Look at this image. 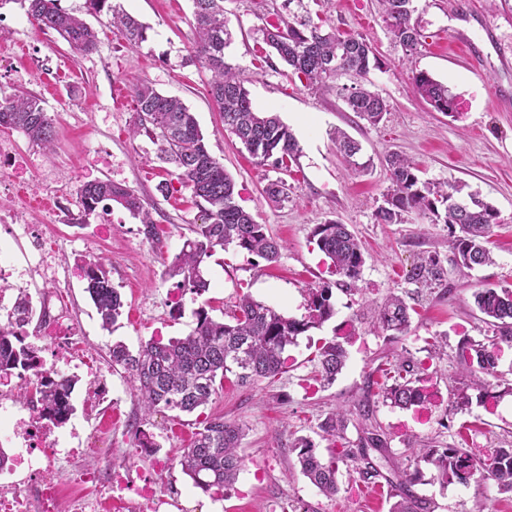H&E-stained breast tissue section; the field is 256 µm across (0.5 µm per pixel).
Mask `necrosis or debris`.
<instances>
[{
	"label": "necrosis or debris",
	"instance_id": "necrosis-or-debris-1",
	"mask_svg": "<svg viewBox=\"0 0 512 512\" xmlns=\"http://www.w3.org/2000/svg\"><path fill=\"white\" fill-rule=\"evenodd\" d=\"M25 258H17L10 247L0 245V318L13 320L17 317L20 300V283L17 271H24L27 278H40L48 284L49 297L55 303L44 325L46 335L56 337L54 348L56 362L47 366L43 356H35L32 372L53 368L64 374L86 364L88 350H80L74 344L80 331L76 328L65 301L54 287L59 280L56 251L51 248L50 232L41 228L26 229ZM58 417L36 405L18 406L8 395L0 396V446H11L15 439H22L25 452L11 451L0 468V512H55L62 497L55 478L60 451L52 437L57 429ZM35 470L32 482L15 481L17 472ZM81 479L101 487L98 497L75 498L67 503L68 512H161L169 501L165 490L156 478L144 477L141 484L128 485L124 475L115 470H86Z\"/></svg>",
	"mask_w": 512,
	"mask_h": 512
}]
</instances>
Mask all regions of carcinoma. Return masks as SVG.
<instances>
[{"mask_svg":"<svg viewBox=\"0 0 512 512\" xmlns=\"http://www.w3.org/2000/svg\"><path fill=\"white\" fill-rule=\"evenodd\" d=\"M26 14L42 29L53 30L74 50L88 53L97 44L96 32L82 19L60 6V0H21ZM197 37L193 52L210 72L209 91L224 120V130L234 135L243 147L263 166L287 167L300 153L299 143L279 115L257 111L250 93L239 77L237 68L226 62L224 48L230 32L224 19V0H192ZM415 0H381L382 19L395 43L407 51L419 44ZM319 0H285L288 15L275 13L267 23L265 39L274 55L291 73L312 85L345 75L363 78L377 61L373 47L363 38L345 36L326 29L320 14L311 5ZM88 9L111 16L112 24L121 28L132 45L147 39L148 26L125 12L114 0H87ZM415 92L436 111L450 117L457 113L458 96L447 85L420 71L413 75ZM349 110L371 125L380 123L388 112L387 102L379 94L357 85L344 96ZM135 121L131 134H146L158 147L160 158L174 167L181 186L189 189L201 212V223L191 228L193 238L168 265L165 275L176 278V288L195 296L209 288L205 263L216 248L230 246L254 254L268 263L281 257V245L235 199V183L214 158L195 116L176 97L166 96L150 84L133 87ZM0 127L24 135L30 142L51 149L55 141L54 123L41 100L31 93L14 94L0 101ZM336 142L348 167L361 172L369 161H358L362 147L342 131ZM390 187L376 212L382 224H398L405 213L432 216V222L448 225L449 247L456 265L467 269L492 262L489 248L499 213L478 194H462L461 184L425 180L414 161L399 154L385 158ZM265 193L273 202L288 198V184L279 179L269 182ZM117 203L138 218L145 237L157 239L156 224L149 207L128 187L110 180H92L80 189L77 211L67 210V223L84 224L99 205ZM318 249L330 261L336 274L355 284L365 263L360 240L339 222L319 224L312 233ZM83 280L101 320L110 330L122 315L124 303L112 285L106 265L98 259H81ZM444 274L440 259L430 256L416 267L415 283L439 281ZM474 304L490 326L493 343H512V290L481 288L473 294ZM330 286L308 289L307 315L291 318L280 310L248 294L239 297L228 319H216L207 306L194 310L195 327L186 336L165 340L152 338L137 352L116 342L109 349L112 364L128 373L138 408L143 415L161 411L192 414L206 407L217 394V381L227 374L240 385H252L263 379L288 372V347L298 345V338L322 326L334 315ZM414 308L395 292L385 299L374 314V323L386 336H406ZM348 337L334 336L316 346L313 358L317 381L330 385L336 380L347 359ZM35 347L15 333L11 322L0 319V374L16 373L22 381L17 397L26 403L53 409L60 394L73 387L70 379H43L26 375ZM457 358L471 384L486 392L490 379L498 377V361L483 343L462 341ZM424 372H415L412 358L403 359L394 368L393 383L382 388L383 401L393 407L410 409L428 403L432 393L423 384ZM348 427L347 413L338 409L320 424L325 437L341 438ZM244 424L222 416L205 418L189 447L182 450L179 464L196 488L204 493L227 491L244 470L246 459L239 452ZM416 463L434 470L433 478L448 483H466L471 479L494 482L500 491L512 493V448H499L490 463L475 460L467 451L453 445L416 448L408 443ZM303 476L326 497L339 491V463L355 455L343 449L341 456L324 458L315 443L299 437L294 444ZM390 454V437L377 425L360 438L359 455L364 467L358 474L374 485L385 482L389 497L395 499L391 512H430L428 500L412 491L415 479L391 478L373 463V455Z\"/></svg>","mask_w":512,"mask_h":512,"instance_id":"1","label":"carcinoma"}]
</instances>
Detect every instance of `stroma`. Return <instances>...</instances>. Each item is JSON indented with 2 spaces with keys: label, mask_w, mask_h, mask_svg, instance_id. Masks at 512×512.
<instances>
[{
  "label": "stroma",
  "mask_w": 512,
  "mask_h": 512,
  "mask_svg": "<svg viewBox=\"0 0 512 512\" xmlns=\"http://www.w3.org/2000/svg\"><path fill=\"white\" fill-rule=\"evenodd\" d=\"M121 3L148 24L146 42L128 44L106 15L88 12L85 0H60L98 33L96 50L86 55L71 49L57 33L31 24L18 0L0 5V54L12 60L9 68L0 69V99L19 90L35 94L54 117L56 129L50 152L18 132L0 130V139L14 143L31 174L29 183L0 187V211L12 210L15 196H28L32 207L23 221L55 226L60 264L73 266L89 253L108 257L112 282L124 302L122 316L106 331L83 281L70 277L64 283L73 318L108 371L120 415L110 424L104 414L89 411L86 383L78 381L74 425L60 428L56 436L67 449L88 437L100 453L94 459L62 457L60 486L75 489L76 472L111 463L113 454L124 453L128 459L121 470L132 481L152 473L156 458L167 459L159 482L177 489L178 512H390L391 499L371 497L370 485L344 472L336 497L321 495L300 471L293 449L296 438L310 437L327 458L339 455L344 444H357L368 421H376L391 433L396 455L381 470L395 467L403 475L417 470L405 457L409 440L422 447L449 443L481 460L495 449L512 448V344H493L500 372L492 386L494 402L470 389L467 412L448 410L453 392L468 383L454 358L457 346L465 339L492 343V333L474 306V292L512 289V66L501 61L504 49L512 48V0H416L421 40L410 52L393 42L379 0H321L319 10L329 25L370 42L379 64L363 80L344 76L316 89L264 61L270 48L263 29L269 12L281 8L282 0H224L231 33L226 61L238 68L254 106L278 113L300 144L289 177L259 165L225 131L207 91L210 73L190 56L195 40L191 0ZM457 32L467 37L468 48L457 46ZM419 71L457 94L456 116L436 112L414 92L412 77ZM139 81L181 99L194 112L211 154L235 182L239 204L282 246L273 265L233 248L216 250L206 262L209 291L199 301L184 295L178 309L170 306L174 282L166 278L165 267L190 237L200 210L190 190L174 182L171 166L158 159L152 140L129 134L134 121L131 87ZM359 83L389 105L378 125L357 117L344 102L345 88ZM337 128L361 144L363 158L371 162L367 170L348 171L331 138ZM392 152L417 161L427 179L465 183L497 208L491 264L455 266L447 225L426 216L412 212L398 224L378 222L376 211L389 185L384 158ZM282 177L289 184L288 197L276 204L265 187ZM94 179L122 183L144 199L157 222L158 242L147 240L139 220L115 204L106 216L90 217L93 245L85 247L65 212L74 208L81 185ZM330 221L347 224L363 244L365 264L355 289H347L342 277L331 273L312 239L316 225ZM432 255L442 262L443 280L429 288L415 284L413 269ZM322 283L332 289L334 315L288 349V372L247 386L228 376L205 407V414H221L247 426L241 441L246 466L227 497L212 499L193 487L178 463L193 440L194 416L164 411L140 419L128 375L113 369L109 347L120 341L134 351L153 337L187 335L200 302H207L220 318L245 293L300 319L306 314L308 288ZM393 290L417 308L409 334L395 340L381 335L372 321L375 304ZM350 331L355 337L344 369L332 385L320 387L312 364L314 343ZM436 336L445 345L427 373L435 401L410 410L383 403L379 388L390 376L379 371L380 357L392 362L409 355L425 357ZM366 408L372 411L368 421L362 417ZM336 409L349 418L342 443L323 438L319 429ZM134 420L153 433L161 444L159 452L134 447ZM420 470L413 490L430 499L434 512H512V495L498 492L493 483L444 485L433 480L431 467Z\"/></svg>",
  "instance_id": "35a3bbf8"
}]
</instances>
